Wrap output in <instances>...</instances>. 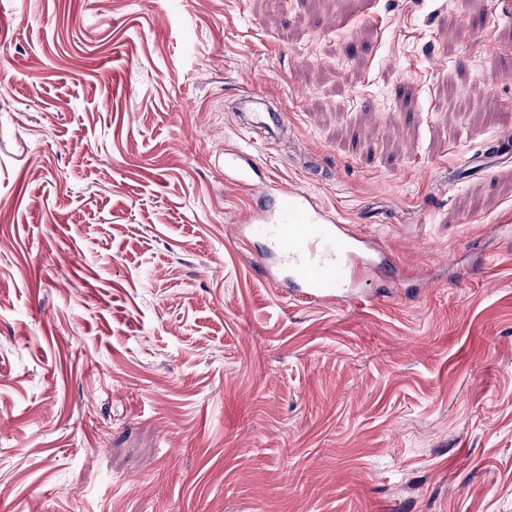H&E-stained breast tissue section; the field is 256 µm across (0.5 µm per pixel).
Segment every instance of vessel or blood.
Instances as JSON below:
<instances>
[{
	"label": "vessel or blood",
	"instance_id": "obj_1",
	"mask_svg": "<svg viewBox=\"0 0 512 512\" xmlns=\"http://www.w3.org/2000/svg\"><path fill=\"white\" fill-rule=\"evenodd\" d=\"M224 164L233 186L253 188L258 165L250 154L226 151ZM268 189L277 195L278 207L261 218L250 212L240 219L245 230L260 226L270 253L281 261L280 266L267 267L266 280L276 288H291L309 303L340 301L338 282L354 266L371 261L365 240L346 225L334 222L308 194L277 181L270 182Z\"/></svg>",
	"mask_w": 512,
	"mask_h": 512
}]
</instances>
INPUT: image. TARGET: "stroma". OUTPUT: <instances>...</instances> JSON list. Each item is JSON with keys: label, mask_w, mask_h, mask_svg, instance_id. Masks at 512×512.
Listing matches in <instances>:
<instances>
[{"label": "stroma", "mask_w": 512, "mask_h": 512, "mask_svg": "<svg viewBox=\"0 0 512 512\" xmlns=\"http://www.w3.org/2000/svg\"><path fill=\"white\" fill-rule=\"evenodd\" d=\"M509 133L512 0H0V512H512V160L448 178ZM236 148L355 298L267 285ZM252 156L242 150H229L224 153L225 170L230 172L231 185L242 189L255 188L254 176L257 175L258 165ZM266 189L274 192L279 206L267 210L262 218L253 211L239 220L252 232L261 229L283 268L265 264V278L275 288H288L309 303L338 302L343 296L337 284L345 279L354 265L372 262L366 241L339 224L317 201L288 184L269 181ZM261 225H252L259 224ZM336 288V289H335Z\"/></svg>", "instance_id": "1"}]
</instances>
